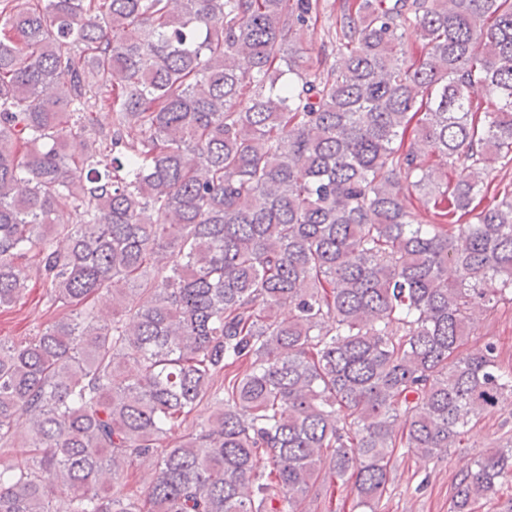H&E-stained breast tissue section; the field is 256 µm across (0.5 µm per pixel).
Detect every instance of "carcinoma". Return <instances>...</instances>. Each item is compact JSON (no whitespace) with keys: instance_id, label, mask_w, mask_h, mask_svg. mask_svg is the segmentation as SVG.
<instances>
[{"instance_id":"cac0c4a2","label":"carcinoma","mask_w":512,"mask_h":512,"mask_svg":"<svg viewBox=\"0 0 512 512\" xmlns=\"http://www.w3.org/2000/svg\"><path fill=\"white\" fill-rule=\"evenodd\" d=\"M341 2L314 53L325 0H0V309L61 310L0 338V512H379L512 398L462 351L512 304V0ZM509 478L512 436L450 512ZM40 280L32 273L28 281L27 294L21 304L0 312V336L15 342L31 336L34 330L50 317Z\"/></svg>"}]
</instances>
